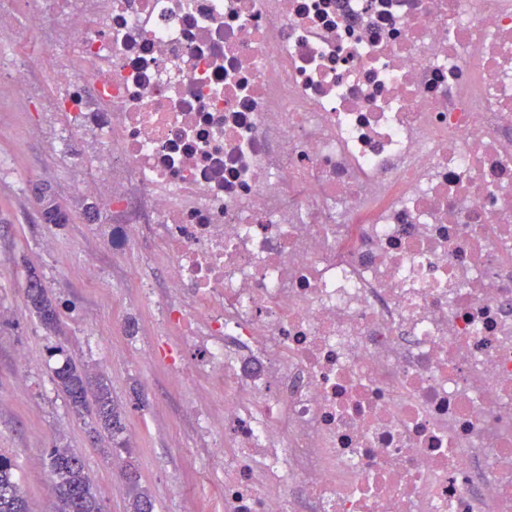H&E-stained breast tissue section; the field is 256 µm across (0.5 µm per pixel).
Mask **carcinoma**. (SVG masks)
<instances>
[{
    "mask_svg": "<svg viewBox=\"0 0 512 512\" xmlns=\"http://www.w3.org/2000/svg\"><path fill=\"white\" fill-rule=\"evenodd\" d=\"M26 296L41 325L54 330L60 323L59 307L49 295L42 276L31 271L26 282ZM52 383L69 408L79 416H88L95 427L108 433L113 449H125L119 440L125 424L122 411L112 400L105 379L91 377L68 360L53 368ZM51 482V512H103V506L82 456L70 448H54L48 454ZM132 512H153L151 497L139 488L135 472L125 474ZM0 512H30L13 461L0 454Z\"/></svg>",
    "mask_w": 512,
    "mask_h": 512,
    "instance_id": "obj_1",
    "label": "carcinoma"
}]
</instances>
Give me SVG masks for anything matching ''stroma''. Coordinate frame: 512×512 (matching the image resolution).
I'll return each instance as SVG.
<instances>
[{"instance_id": "1", "label": "stroma", "mask_w": 512, "mask_h": 512, "mask_svg": "<svg viewBox=\"0 0 512 512\" xmlns=\"http://www.w3.org/2000/svg\"><path fill=\"white\" fill-rule=\"evenodd\" d=\"M43 40V31L22 24L0 29V47H14L32 72L30 94L0 100V453L15 461L30 512L49 510L46 454L56 446L82 455L105 512H130L122 478L129 466L156 512H224V477L213 466L224 434L201 431L189 411L201 394H219L204 372L187 374L173 363L186 349L173 325L181 308L150 240L112 255L72 190L75 169L48 149L42 100L52 89L44 82ZM37 186L67 211V224L40 222ZM93 264L103 279L87 277ZM31 271L43 275L60 307L57 329H45L31 310ZM56 347L106 379L125 411L126 451H113L105 436L91 442L88 419L57 393Z\"/></svg>"}]
</instances>
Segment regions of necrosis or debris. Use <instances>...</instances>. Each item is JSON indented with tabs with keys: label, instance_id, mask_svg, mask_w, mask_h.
<instances>
[{
	"label": "necrosis or debris",
	"instance_id": "necrosis-or-debris-1",
	"mask_svg": "<svg viewBox=\"0 0 512 512\" xmlns=\"http://www.w3.org/2000/svg\"><path fill=\"white\" fill-rule=\"evenodd\" d=\"M76 192L150 225L225 512H512V0H0Z\"/></svg>",
	"mask_w": 512,
	"mask_h": 512
}]
</instances>
